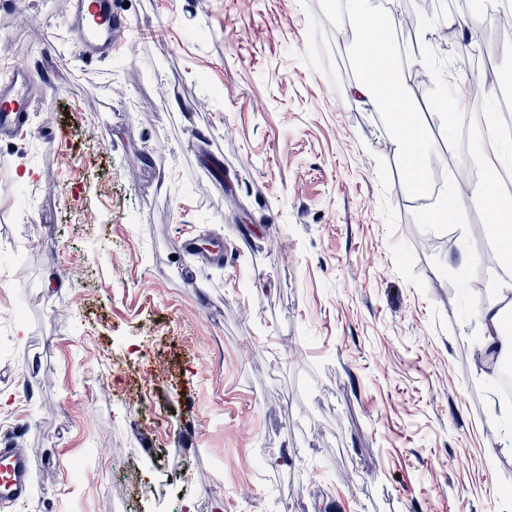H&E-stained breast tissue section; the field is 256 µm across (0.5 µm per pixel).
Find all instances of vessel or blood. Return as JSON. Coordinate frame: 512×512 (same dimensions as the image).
I'll list each match as a JSON object with an SVG mask.
<instances>
[{"label": "vessel or blood", "mask_w": 512, "mask_h": 512, "mask_svg": "<svg viewBox=\"0 0 512 512\" xmlns=\"http://www.w3.org/2000/svg\"><path fill=\"white\" fill-rule=\"evenodd\" d=\"M65 23V35L88 69L110 59L131 27L117 0H71ZM49 76V67L32 69L19 63L0 81V138L14 136L27 124ZM39 462L36 454L17 444L0 445L1 503L14 504L26 496Z\"/></svg>", "instance_id": "1"}]
</instances>
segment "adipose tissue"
Masks as SVG:
<instances>
[{
    "label": "adipose tissue",
    "mask_w": 512,
    "mask_h": 512,
    "mask_svg": "<svg viewBox=\"0 0 512 512\" xmlns=\"http://www.w3.org/2000/svg\"><path fill=\"white\" fill-rule=\"evenodd\" d=\"M342 11L348 25L358 31L371 48L372 65L363 70L352 88L359 100L383 107L393 116L402 134L396 141L397 151L403 159L411 163L408 172L410 181L417 187H424V158L428 142L415 122V108L407 98L403 85L391 71L387 58L388 44L377 38L371 22L368 0H341ZM503 164V154L493 150L490 158L479 165L475 178L484 185V196L488 233L497 246L499 263L512 264V197L497 193L499 168ZM504 294L492 296L486 303L482 315V329L485 349L499 353L503 357L512 356V338L503 336L501 330V305Z\"/></svg>",
    "instance_id": "ef3b65f1"
}]
</instances>
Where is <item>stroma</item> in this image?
Returning a JSON list of instances; mask_svg holds the SVG:
<instances>
[{
  "label": "stroma",
  "mask_w": 512,
  "mask_h": 512,
  "mask_svg": "<svg viewBox=\"0 0 512 512\" xmlns=\"http://www.w3.org/2000/svg\"><path fill=\"white\" fill-rule=\"evenodd\" d=\"M68 4L0 0V78L53 66L0 140V442L45 458L0 512H512L484 303L449 296L485 208L429 223L391 115L350 92L360 38L336 0H129L131 35L92 73L60 36ZM436 4L398 33L429 62L397 75L426 165L453 177L427 93L476 78L494 111L512 41L487 22L473 68L470 14ZM188 235L239 255L200 263Z\"/></svg>",
  "instance_id": "obj_1"
}]
</instances>
